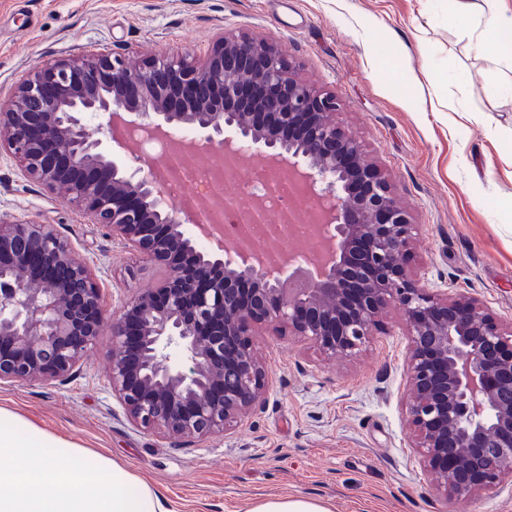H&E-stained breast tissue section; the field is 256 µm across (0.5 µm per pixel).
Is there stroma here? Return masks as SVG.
Wrapping results in <instances>:
<instances>
[{
    "instance_id": "stroma-1",
    "label": "stroma",
    "mask_w": 512,
    "mask_h": 512,
    "mask_svg": "<svg viewBox=\"0 0 512 512\" xmlns=\"http://www.w3.org/2000/svg\"><path fill=\"white\" fill-rule=\"evenodd\" d=\"M221 34L281 45L298 77L334 95L338 121L411 212L409 267L428 288L473 296L512 322V68L449 25L448 0H0V102L45 62L99 50L195 61ZM0 215L54 225L95 270L107 310L156 279L5 148ZM255 348L264 394L223 434L200 440L129 422L108 384L107 324L67 381L0 384V407L120 460L173 512H248L283 496L332 512H448L408 421L398 307L345 359L265 325Z\"/></svg>"
}]
</instances>
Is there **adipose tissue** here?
Segmentation results:
<instances>
[{
  "label": "adipose tissue",
  "instance_id": "ef3b65f1",
  "mask_svg": "<svg viewBox=\"0 0 512 512\" xmlns=\"http://www.w3.org/2000/svg\"><path fill=\"white\" fill-rule=\"evenodd\" d=\"M450 25L512 63V5L450 0ZM0 512H171L165 496L111 457L0 407Z\"/></svg>",
  "mask_w": 512,
  "mask_h": 512
}]
</instances>
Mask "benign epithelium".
<instances>
[{
  "mask_svg": "<svg viewBox=\"0 0 512 512\" xmlns=\"http://www.w3.org/2000/svg\"><path fill=\"white\" fill-rule=\"evenodd\" d=\"M336 97L297 79L286 52L253 36L218 35L197 63L95 52L39 67L0 104V145L34 181L159 273L112 315V395L131 424L174 438L222 434L262 395L254 326L286 328L329 359L352 355L394 304L408 336L406 399L426 478L450 503L512 483V324L479 301L430 291L408 269L415 233L389 179L336 122ZM109 143L145 126L165 140L209 132L217 155L254 156L299 182L317 208L325 262L263 265L201 246L151 177L132 174ZM102 288L52 224L0 217V383L64 381L94 345Z\"/></svg>",
  "mask_w": 512,
  "mask_h": 512,
  "instance_id": "1",
  "label": "benign epithelium"
}]
</instances>
